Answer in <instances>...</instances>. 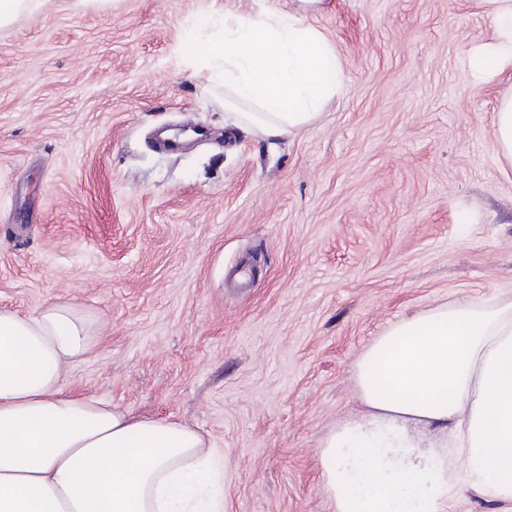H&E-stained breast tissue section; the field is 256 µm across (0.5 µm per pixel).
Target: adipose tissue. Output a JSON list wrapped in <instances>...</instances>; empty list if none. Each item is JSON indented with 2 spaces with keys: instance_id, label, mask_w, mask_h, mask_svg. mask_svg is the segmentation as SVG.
Returning a JSON list of instances; mask_svg holds the SVG:
<instances>
[{
  "instance_id": "adipose-tissue-1",
  "label": "adipose tissue",
  "mask_w": 512,
  "mask_h": 512,
  "mask_svg": "<svg viewBox=\"0 0 512 512\" xmlns=\"http://www.w3.org/2000/svg\"><path fill=\"white\" fill-rule=\"evenodd\" d=\"M320 3L202 12L183 63L267 138L310 125L343 83L307 21ZM488 3L497 38L468 53L477 79L512 69V0ZM100 338L74 303L0 309V512H224V465L203 435L69 388L68 367ZM355 382L365 413L318 450L333 512H448L469 492L512 512V300L400 319L361 353ZM428 425L451 434L428 436Z\"/></svg>"
}]
</instances>
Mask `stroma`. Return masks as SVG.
<instances>
[{"instance_id": "1", "label": "stroma", "mask_w": 512, "mask_h": 512, "mask_svg": "<svg viewBox=\"0 0 512 512\" xmlns=\"http://www.w3.org/2000/svg\"><path fill=\"white\" fill-rule=\"evenodd\" d=\"M45 0L0 29V308L86 307L77 392L187 424L224 512H332L317 450L362 412L355 364L402 316L512 299V71L475 81L487 0H325L344 84L318 120L238 127L177 47L207 9ZM201 125L170 152L159 130ZM494 136L501 158L512 165V94L499 101L494 124Z\"/></svg>"}]
</instances>
